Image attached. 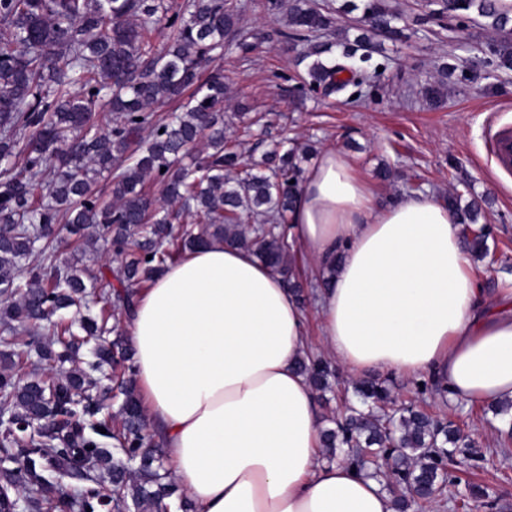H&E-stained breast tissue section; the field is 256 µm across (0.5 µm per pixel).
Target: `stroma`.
I'll return each mask as SVG.
<instances>
[{"label": "stroma", "mask_w": 512, "mask_h": 512, "mask_svg": "<svg viewBox=\"0 0 512 512\" xmlns=\"http://www.w3.org/2000/svg\"><path fill=\"white\" fill-rule=\"evenodd\" d=\"M401 13L404 35L382 41L370 61V82L339 94L300 92L307 76V41L283 42L286 16H267L253 8L243 16L244 27L257 40L251 61L225 53L221 64L229 90L226 118L238 112H268L274 123L239 146L243 156H260L272 141L290 138L301 146L317 135L320 148L347 153L381 203L408 194L410 187L443 197L463 190L464 201H477L479 223L492 230L491 255L474 263L476 285L494 294L512 288V177L501 172L489 152L485 119L512 124V69L498 67L490 45L499 40L476 13L430 18L427 0H389ZM453 66L444 87V102L429 106L426 86L435 83L440 65ZM390 163L396 177L384 181L375 170ZM393 394L429 412L463 423L498 461L497 471L479 473L496 502L493 512H512V441L502 442L483 420L479 409L454 403L437 391H417L416 379L388 374Z\"/></svg>", "instance_id": "obj_1"}]
</instances>
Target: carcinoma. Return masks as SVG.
I'll list each match as a JSON object with an SVG mask.
<instances>
[{
	"label": "carcinoma",
	"mask_w": 512,
	"mask_h": 512,
	"mask_svg": "<svg viewBox=\"0 0 512 512\" xmlns=\"http://www.w3.org/2000/svg\"><path fill=\"white\" fill-rule=\"evenodd\" d=\"M362 27L340 57H328L335 8L317 0H257L284 14L296 35L323 43L312 48L306 85L328 94L367 82L373 41L399 36L385 0H362ZM435 15L475 11L501 35L492 47L512 68V17L500 0H433ZM243 0H0V342L31 336L39 359L56 365L23 380L4 357L0 366V465L5 483L21 494L26 512H194L171 480L146 427L135 392V364L112 323L132 309L133 286L146 284L169 262L211 239L247 249L291 288L295 266L288 221L310 145L273 144L246 162L227 135L221 106L224 71L202 70L224 52L247 60ZM168 28L157 50L151 33ZM177 102V111H159ZM192 159L186 166L183 160ZM159 193H154L150 185ZM194 214L199 226L181 227ZM95 249L108 245L120 261L112 284L59 259L57 226ZM490 232L466 240L479 260L490 254ZM92 297L96 312L81 316L80 332L62 317L48 338L35 328ZM71 367H65V364ZM299 370L317 390L330 388V362L309 357ZM349 405L321 432L324 455H340L377 479L410 494L395 501L408 512L445 486L465 485L464 512L490 499L463 479L471 470L498 469L454 421L399 403L382 382L354 386ZM121 400L117 414L105 401ZM393 409L390 422L380 417ZM106 433H100V429ZM82 486L48 495L54 474Z\"/></svg>",
	"instance_id": "obj_1"
}]
</instances>
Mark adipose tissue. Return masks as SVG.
Wrapping results in <instances>:
<instances>
[{
	"instance_id": "adipose-tissue-1",
	"label": "adipose tissue",
	"mask_w": 512,
	"mask_h": 512,
	"mask_svg": "<svg viewBox=\"0 0 512 512\" xmlns=\"http://www.w3.org/2000/svg\"><path fill=\"white\" fill-rule=\"evenodd\" d=\"M288 240L310 260L320 336L336 363L429 375L449 399H512V289L475 284L462 229L431 196L378 202L350 158L322 151ZM138 392L195 512H395L381 484L323 459L312 346L293 290L217 239L138 289L127 319Z\"/></svg>"
}]
</instances>
